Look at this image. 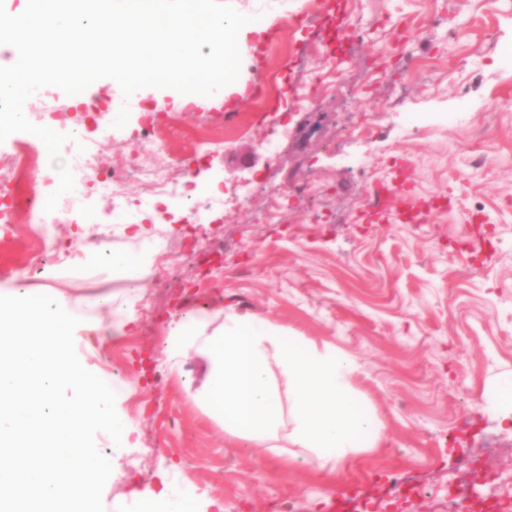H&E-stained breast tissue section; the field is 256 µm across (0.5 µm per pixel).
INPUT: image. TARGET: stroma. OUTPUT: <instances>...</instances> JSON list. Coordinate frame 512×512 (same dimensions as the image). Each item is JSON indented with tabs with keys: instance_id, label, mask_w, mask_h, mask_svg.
Here are the masks:
<instances>
[{
	"instance_id": "1",
	"label": "stroma",
	"mask_w": 512,
	"mask_h": 512,
	"mask_svg": "<svg viewBox=\"0 0 512 512\" xmlns=\"http://www.w3.org/2000/svg\"><path fill=\"white\" fill-rule=\"evenodd\" d=\"M237 2L275 15L238 50L264 100L182 113L166 152L142 155L212 196L251 184L234 221L215 209L194 226L167 200L149 227L164 235L166 267L133 284L86 249L27 286L110 298L87 316L103 346L76 349L85 369L122 380L115 409L132 426L123 448L95 436L114 474L105 512H147L138 489L164 483L204 512H330L357 479L376 492L358 512H487L486 476L459 458L512 475L495 390L512 372V0H323L316 14L307 0ZM355 22L365 32L337 59L310 36ZM331 68L336 93L295 111L296 88ZM205 117L224 150L196 168ZM284 121L291 134L269 160L261 142ZM288 188L284 223H258ZM197 233L223 240V271L188 253ZM230 313L350 356L352 387L384 427L378 445L290 466L287 449L225 433L187 393L208 360L184 350L179 373L163 360L172 319L205 318L213 333ZM463 488L475 491L464 503Z\"/></svg>"
}]
</instances>
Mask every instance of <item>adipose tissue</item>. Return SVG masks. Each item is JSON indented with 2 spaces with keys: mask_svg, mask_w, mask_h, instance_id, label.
<instances>
[{
  "mask_svg": "<svg viewBox=\"0 0 512 512\" xmlns=\"http://www.w3.org/2000/svg\"><path fill=\"white\" fill-rule=\"evenodd\" d=\"M20 16L36 15L46 30L67 36L78 59L99 61L88 27L110 37V81L127 103L171 97L183 106L219 101L241 92L239 47L261 38L266 21L242 13L234 0H21ZM32 33L0 16V95L25 104L31 76L21 68ZM167 353L178 367L187 348L209 361L192 398L230 436L258 445L285 436L292 463L336 462L374 447L382 424L350 385L354 363L331 345L284 335L267 320L227 315L224 329L208 334L205 320L171 322Z\"/></svg>",
  "mask_w": 512,
  "mask_h": 512,
  "instance_id": "ef3b65f1",
  "label": "adipose tissue"
}]
</instances>
